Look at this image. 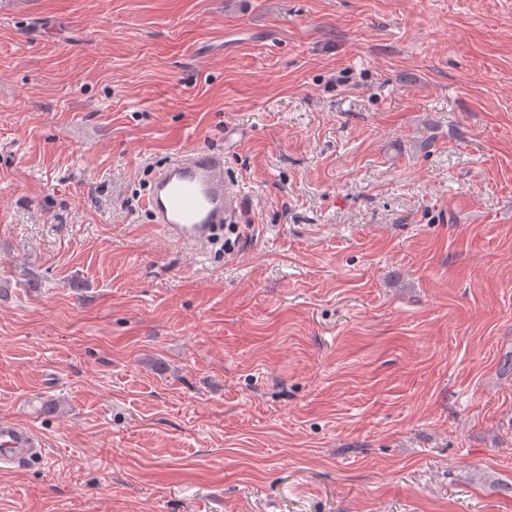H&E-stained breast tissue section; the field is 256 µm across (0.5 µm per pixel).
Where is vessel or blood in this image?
<instances>
[{"instance_id":"vessel-or-blood-1","label":"vessel or blood","mask_w":512,"mask_h":512,"mask_svg":"<svg viewBox=\"0 0 512 512\" xmlns=\"http://www.w3.org/2000/svg\"><path fill=\"white\" fill-rule=\"evenodd\" d=\"M241 201L224 175L223 154L195 149L169 158L152 182L147 206L170 242L202 256L215 227L235 214ZM44 450L45 441L32 426L0 418L1 470H24Z\"/></svg>"}]
</instances>
